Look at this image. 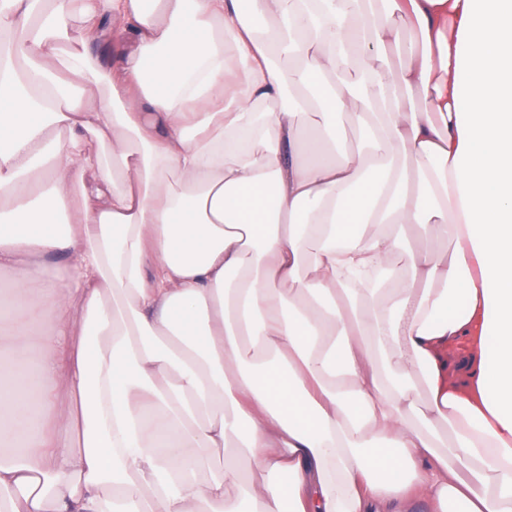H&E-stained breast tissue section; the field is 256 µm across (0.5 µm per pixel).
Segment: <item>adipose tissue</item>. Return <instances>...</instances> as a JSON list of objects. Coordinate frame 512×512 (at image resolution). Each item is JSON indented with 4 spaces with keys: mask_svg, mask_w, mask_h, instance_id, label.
<instances>
[{
    "mask_svg": "<svg viewBox=\"0 0 512 512\" xmlns=\"http://www.w3.org/2000/svg\"><path fill=\"white\" fill-rule=\"evenodd\" d=\"M4 38L0 512H512V0H0Z\"/></svg>",
    "mask_w": 512,
    "mask_h": 512,
    "instance_id": "obj_1",
    "label": "adipose tissue"
}]
</instances>
